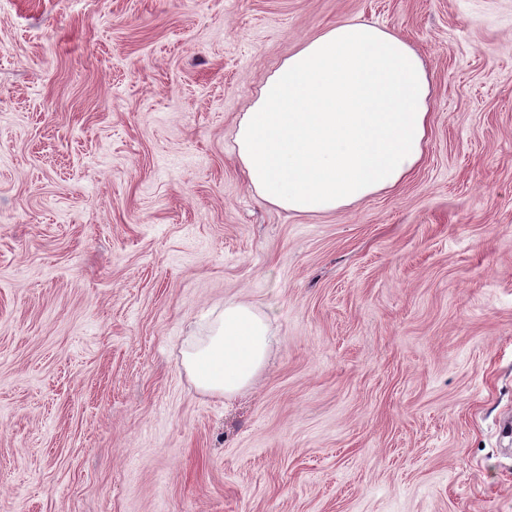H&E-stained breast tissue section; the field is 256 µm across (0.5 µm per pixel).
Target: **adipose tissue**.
<instances>
[{"instance_id":"1","label":"adipose tissue","mask_w":512,"mask_h":512,"mask_svg":"<svg viewBox=\"0 0 512 512\" xmlns=\"http://www.w3.org/2000/svg\"><path fill=\"white\" fill-rule=\"evenodd\" d=\"M430 82L400 35L343 20L267 78L235 136L249 186L279 209L325 214L394 189L420 163ZM271 346L255 304L225 301L211 336L183 357L196 386L227 398L250 388Z\"/></svg>"}]
</instances>
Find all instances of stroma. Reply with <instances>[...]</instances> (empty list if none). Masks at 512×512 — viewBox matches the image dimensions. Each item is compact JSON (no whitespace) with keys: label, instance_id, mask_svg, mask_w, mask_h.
<instances>
[{"label":"stroma","instance_id":"1","mask_svg":"<svg viewBox=\"0 0 512 512\" xmlns=\"http://www.w3.org/2000/svg\"><path fill=\"white\" fill-rule=\"evenodd\" d=\"M343 19L431 82L395 190L291 214L242 112ZM273 341L183 367L225 300ZM512 0H0V512H512ZM270 346L269 326L255 304L230 299L213 334L184 354L183 366L200 390L233 398L256 382Z\"/></svg>","mask_w":512,"mask_h":512}]
</instances>
